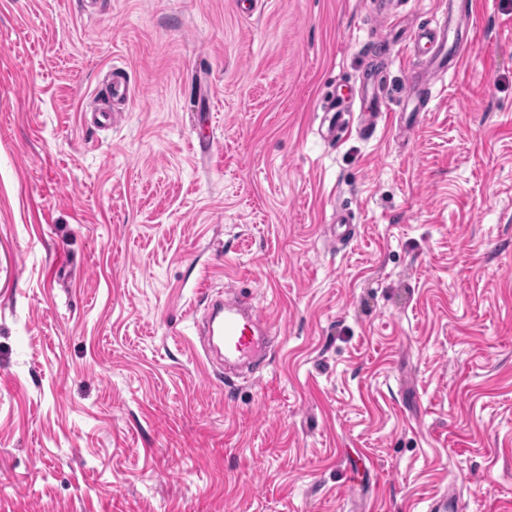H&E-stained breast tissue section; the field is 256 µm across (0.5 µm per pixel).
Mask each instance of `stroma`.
Returning <instances> with one entry per match:
<instances>
[{
  "label": "stroma",
  "mask_w": 512,
  "mask_h": 512,
  "mask_svg": "<svg viewBox=\"0 0 512 512\" xmlns=\"http://www.w3.org/2000/svg\"><path fill=\"white\" fill-rule=\"evenodd\" d=\"M460 4L407 133L441 0H0V512H512V0ZM233 288L280 339L228 385ZM458 9L454 0H448V10H443L442 18L434 26H423L412 40V48L423 45L429 55V62L423 71L436 73L451 65L455 68L460 63L462 47L457 38H451L450 22ZM130 94L129 82L120 68H114L111 80L101 89L97 97H108L112 99L127 98ZM346 112H349L343 106L342 101L333 99L331 104L326 109L328 120L327 135L331 139L337 141L341 140L349 130V122L345 119Z\"/></svg>",
  "instance_id": "35a3bbf8"
}]
</instances>
